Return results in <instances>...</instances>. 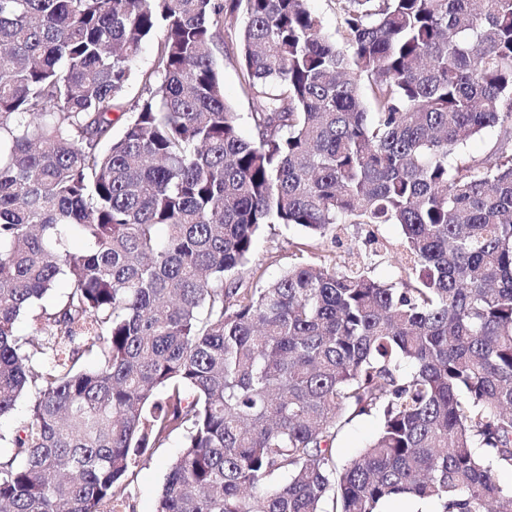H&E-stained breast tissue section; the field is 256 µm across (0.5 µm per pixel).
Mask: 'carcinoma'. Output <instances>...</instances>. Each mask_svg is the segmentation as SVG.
<instances>
[{"label":"carcinoma","instance_id":"obj_1","mask_svg":"<svg viewBox=\"0 0 512 512\" xmlns=\"http://www.w3.org/2000/svg\"><path fill=\"white\" fill-rule=\"evenodd\" d=\"M308 2L0 0V512H107L174 432L156 512H512V0H335L334 39ZM269 224H397L406 279L246 288ZM218 65L224 81L225 98L231 106L232 112L238 113L240 116L238 124L241 134L248 137L251 134V129L246 116L251 112V105L240 93L238 66L235 61L228 60L222 55H218ZM379 418L375 415H361L348 423L334 443V452L341 462L357 457L378 435Z\"/></svg>","mask_w":512,"mask_h":512}]
</instances>
